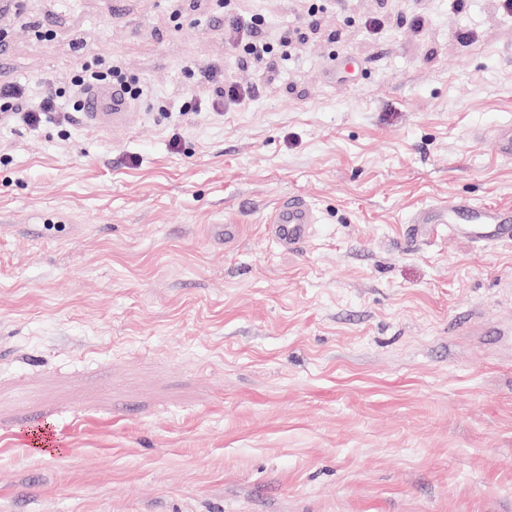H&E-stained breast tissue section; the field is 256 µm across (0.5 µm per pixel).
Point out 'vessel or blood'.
I'll list each match as a JSON object with an SVG mask.
<instances>
[{
    "label": "vessel or blood",
    "instance_id": "b4317fda",
    "mask_svg": "<svg viewBox=\"0 0 512 512\" xmlns=\"http://www.w3.org/2000/svg\"><path fill=\"white\" fill-rule=\"evenodd\" d=\"M82 108L91 118L118 119L129 109L124 89L117 85H99L84 91ZM315 222L311 205L292 197L279 205L271 215V224L280 243L294 248L310 235ZM447 226L449 233L471 239L483 247L512 244V210L474 205L459 198L445 207L423 211L409 227L410 241L429 235L435 227Z\"/></svg>",
    "mask_w": 512,
    "mask_h": 512
}]
</instances>
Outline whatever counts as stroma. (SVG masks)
<instances>
[{"instance_id": "stroma-1", "label": "stroma", "mask_w": 512, "mask_h": 512, "mask_svg": "<svg viewBox=\"0 0 512 512\" xmlns=\"http://www.w3.org/2000/svg\"><path fill=\"white\" fill-rule=\"evenodd\" d=\"M336 3L272 76L216 0L0 16V85L118 64L146 90L109 125L0 126V512H512V246L405 240L459 197L512 208V16ZM237 7L277 39L308 4ZM212 66L254 96L181 111ZM291 197L316 222L286 250ZM42 426L62 452L27 448ZM270 223L280 243L294 248L309 237L315 215L305 199L291 197L272 212Z\"/></svg>"}]
</instances>
